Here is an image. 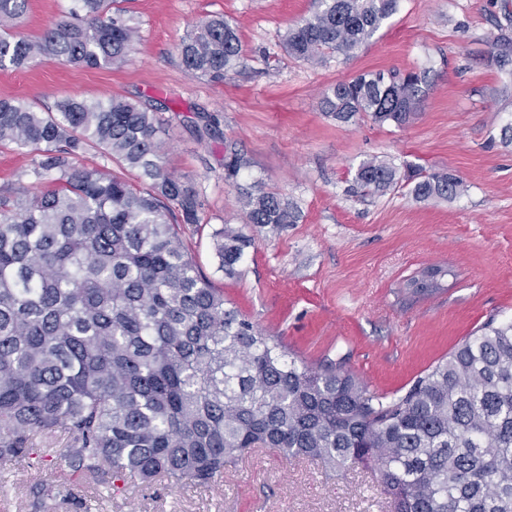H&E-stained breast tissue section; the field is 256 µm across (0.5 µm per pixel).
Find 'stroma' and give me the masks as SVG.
<instances>
[{
	"label": "stroma",
	"mask_w": 512,
	"mask_h": 512,
	"mask_svg": "<svg viewBox=\"0 0 512 512\" xmlns=\"http://www.w3.org/2000/svg\"><path fill=\"white\" fill-rule=\"evenodd\" d=\"M74 5L29 0L13 32L29 40ZM139 30L127 61L109 69L51 59L0 69V99L53 110L64 97H123L160 104L163 162L195 188L201 221L182 227L191 253L228 306L320 368L353 374L386 398L483 323L512 320V74L490 60L512 36V0H399L398 9L351 56L321 62L289 57L282 36L315 0H117ZM221 14L236 23L237 64L224 79L190 74L178 44L188 26ZM429 73L426 98L406 125L371 118L341 123L317 108L320 92L376 70ZM246 159L235 182L224 157ZM378 157L398 170L448 171L466 190L418 201L407 189L357 190L359 162ZM32 154L0 149V189H52L33 173ZM259 185L293 200L294 224L245 221L240 192ZM242 230L251 245L234 276L219 268L213 231ZM432 264L451 266L445 290L414 296L407 279ZM65 433L36 438L28 457L0 464V512H34L29 487L53 489L54 512H386L373 471L328 473L305 458L258 448L206 488L163 478L108 493L73 476L62 460Z\"/></svg>",
	"instance_id": "1"
}]
</instances>
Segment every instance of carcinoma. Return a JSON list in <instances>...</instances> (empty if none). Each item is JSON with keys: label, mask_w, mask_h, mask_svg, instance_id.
I'll return each instance as SVG.
<instances>
[{"label": "carcinoma", "mask_w": 512, "mask_h": 512, "mask_svg": "<svg viewBox=\"0 0 512 512\" xmlns=\"http://www.w3.org/2000/svg\"><path fill=\"white\" fill-rule=\"evenodd\" d=\"M28 0H0V68L38 58L88 69L123 63L137 27L115 0H74L35 41L10 23ZM398 0H317L289 28L284 50L300 61L348 55L397 11ZM238 28L220 15L180 40L183 67L220 78L239 59ZM492 60L512 65V39ZM427 74L383 71L340 81L319 98L339 122L368 116L403 125L420 111ZM162 124L150 104L65 98L42 112L0 99V146L36 153L35 173L54 188L0 194V462L30 452L34 436L62 430L73 472L117 482L157 478L208 485L256 448L315 461L328 472L360 464L378 476L392 512H512V321H489L447 358L386 400L352 374L320 370L226 306L200 270L181 225L200 223L198 192L162 164ZM90 150L115 160L143 187L72 160ZM244 157L231 151L226 177ZM359 188L402 184L420 201L465 185L447 171L405 176L375 158ZM246 223L294 224L298 207L257 186L244 193ZM220 268L235 273L248 240L213 234ZM38 512L51 496L37 480Z\"/></svg>", "instance_id": "carcinoma-1"}]
</instances>
